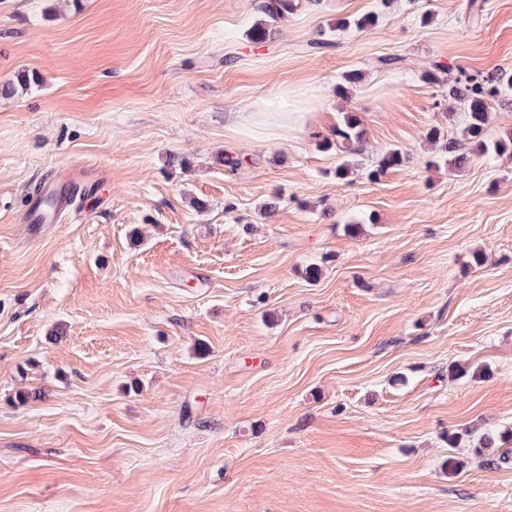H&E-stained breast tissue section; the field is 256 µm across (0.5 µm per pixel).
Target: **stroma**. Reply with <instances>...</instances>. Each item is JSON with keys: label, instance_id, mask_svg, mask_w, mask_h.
Returning <instances> with one entry per match:
<instances>
[{"label": "stroma", "instance_id": "obj_1", "mask_svg": "<svg viewBox=\"0 0 512 512\" xmlns=\"http://www.w3.org/2000/svg\"><path fill=\"white\" fill-rule=\"evenodd\" d=\"M463 4L308 0L254 44L256 0H0V512H512L475 452L512 448V154L422 79L512 74V0ZM283 84L305 130L229 125ZM365 130L358 115L353 112L345 113L341 124L332 130V138H323L327 149L336 148L342 154H358L361 152L360 143L364 139Z\"/></svg>", "mask_w": 512, "mask_h": 512}]
</instances>
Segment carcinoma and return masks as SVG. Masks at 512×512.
Wrapping results in <instances>:
<instances>
[{
    "mask_svg": "<svg viewBox=\"0 0 512 512\" xmlns=\"http://www.w3.org/2000/svg\"><path fill=\"white\" fill-rule=\"evenodd\" d=\"M302 7L300 0H259L258 9L267 17V20L255 27L249 33L252 41L264 43L270 36V27L288 20ZM376 14H368L358 19L345 18L337 22L336 30L344 31L349 28L365 29L375 24ZM424 80L429 84L440 86L441 96L449 98L460 104L464 109V134L469 143L477 150L503 153L512 150V138L497 141L493 148H488L484 140V131L488 121L489 106L493 102L507 100V91L512 90V80L499 76L483 75L480 72L471 73L463 68L458 69L456 78L448 83H440L436 72L429 70L424 74ZM365 130L358 115L347 112L341 124L332 130V137L324 138V147L336 148L342 154H358L361 152V142ZM404 161L401 149H391L368 172V178L376 180L389 169L397 167Z\"/></svg>",
    "mask_w": 512,
    "mask_h": 512,
    "instance_id": "obj_1",
    "label": "carcinoma"
}]
</instances>
